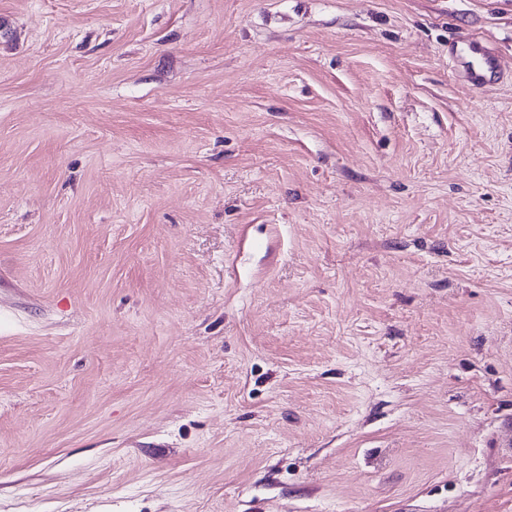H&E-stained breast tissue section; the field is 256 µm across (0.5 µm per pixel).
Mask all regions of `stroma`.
I'll use <instances>...</instances> for the list:
<instances>
[{
  "label": "stroma",
  "mask_w": 512,
  "mask_h": 512,
  "mask_svg": "<svg viewBox=\"0 0 512 512\" xmlns=\"http://www.w3.org/2000/svg\"><path fill=\"white\" fill-rule=\"evenodd\" d=\"M0 512H512V0H0ZM467 48L466 53L458 51V45ZM449 57L454 66L462 69L467 81L472 85L484 84L497 70L496 59L479 43L472 40H462L453 44L449 50ZM477 57L479 64H474L469 58Z\"/></svg>",
  "instance_id": "stroma-1"
}]
</instances>
